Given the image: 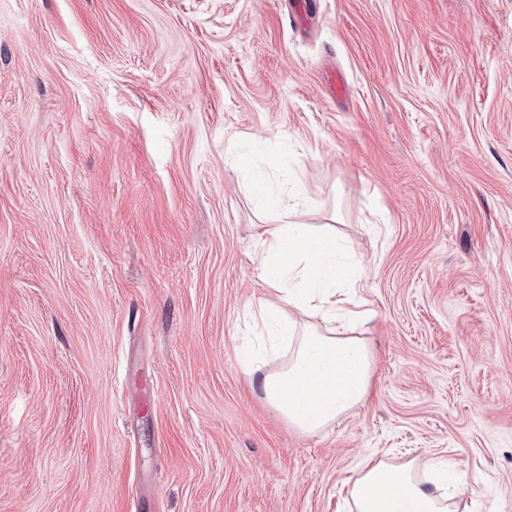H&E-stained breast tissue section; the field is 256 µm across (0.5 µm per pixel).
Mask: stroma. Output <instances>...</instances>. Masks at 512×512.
I'll use <instances>...</instances> for the list:
<instances>
[{"instance_id": "stroma-1", "label": "stroma", "mask_w": 512, "mask_h": 512, "mask_svg": "<svg viewBox=\"0 0 512 512\" xmlns=\"http://www.w3.org/2000/svg\"><path fill=\"white\" fill-rule=\"evenodd\" d=\"M306 2L0 0V512H349L448 457L512 512V0ZM296 196L373 352L314 435L239 362Z\"/></svg>"}]
</instances>
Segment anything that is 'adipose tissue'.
<instances>
[{
	"label": "adipose tissue",
	"mask_w": 512,
	"mask_h": 512,
	"mask_svg": "<svg viewBox=\"0 0 512 512\" xmlns=\"http://www.w3.org/2000/svg\"><path fill=\"white\" fill-rule=\"evenodd\" d=\"M295 210L274 212L255 227L258 268L280 294L259 299L252 319L269 331L267 344L247 354L243 370L288 424L303 434L323 431L361 404L370 386L373 356L366 339L354 336L352 290L342 288L335 235L295 223ZM321 314L320 328H298L296 314ZM289 358L269 370L280 350ZM469 483L452 460H415L395 466L368 463L352 484L354 512H450V500Z\"/></svg>",
	"instance_id": "ef3b65f1"
}]
</instances>
